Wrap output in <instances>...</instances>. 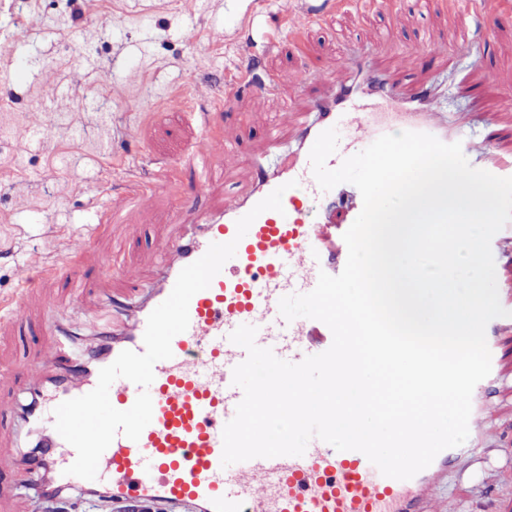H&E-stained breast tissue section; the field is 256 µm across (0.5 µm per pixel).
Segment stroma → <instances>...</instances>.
I'll use <instances>...</instances> for the list:
<instances>
[{
	"instance_id": "stroma-1",
	"label": "stroma",
	"mask_w": 512,
	"mask_h": 512,
	"mask_svg": "<svg viewBox=\"0 0 512 512\" xmlns=\"http://www.w3.org/2000/svg\"><path fill=\"white\" fill-rule=\"evenodd\" d=\"M290 0H0V296H19L14 324L0 332V368L35 365L52 348L55 300L61 315L81 321L99 296L144 278L153 255L186 214L191 153L206 132L233 142L215 152L220 174L198 195L201 207L223 205L249 179L245 160L260 151L267 129L285 125L354 59L367 57L386 34L383 59L393 79L433 80L449 113L495 108L479 98L494 82L512 89V12L485 28L481 46H448L444 58L418 53L419 42L442 38L455 24L442 0H379L360 14L335 12L313 26L304 51L289 42L258 56L260 70L279 78L274 93H225L224 75L246 60L241 48L256 22L277 24ZM26 30L16 48L13 35ZM188 88L193 107L171 102ZM223 106H214L216 94ZM212 116L203 125L202 113ZM182 169V187H163L94 224L103 187L120 191L127 166L150 178L158 163ZM94 224L86 235V224ZM71 256L83 276L82 302L63 276L33 293L23 288L35 268ZM499 374L486 391L487 445L455 461L437 494V512H512V333L500 341Z\"/></svg>"
}]
</instances>
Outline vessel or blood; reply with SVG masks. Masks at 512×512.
Instances as JSON below:
<instances>
[{"label": "vessel or blood", "instance_id": "1", "mask_svg": "<svg viewBox=\"0 0 512 512\" xmlns=\"http://www.w3.org/2000/svg\"><path fill=\"white\" fill-rule=\"evenodd\" d=\"M510 7L512 0H456L454 9L462 17L456 43L471 47L477 40L472 21ZM328 13L326 0H292L287 28L263 27L258 41L246 43L244 50L250 55L272 51L285 39L299 44ZM274 83V77L259 80L247 68L231 73L225 87L267 92ZM476 118L469 112L449 119L431 91L398 87L374 59L354 61L348 81L332 84L303 110L291 112L293 139L274 128L267 131L264 152L249 161L245 188L217 209L187 201L190 223L160 246L150 280L110 299L112 320L102 324L92 350H85L76 325L53 329L50 360L29 370L17 397L0 407V422H7L22 444L19 451L0 455V468L18 474L36 512H69L75 497H106L127 512L164 507L173 512L182 507L189 512H430L423 492H434L453 462L484 439L478 418L485 409L487 381L473 390L466 442L443 450L409 480L383 476L363 453L339 451L317 438L300 456L257 457L226 466L222 432L243 397L232 383L233 369L247 357L229 336L240 325L256 326V344L293 363L332 344V332L323 322L305 317L289 322L279 311L282 297L312 291L320 273L342 272L348 255L343 235L363 206L354 185L342 183L325 192L316 182L309 153L320 133L333 127L340 135L327 160L332 169L382 135L414 131L461 143L474 168L512 177V152L497 153L492 142L479 145L470 137ZM190 165L193 189L203 192L214 173L209 142L197 146ZM280 186L285 189L282 211L261 213L246 235L237 237V220ZM147 192L144 183L128 175L123 192L103 207L115 212ZM230 241L237 244L235 256L207 289L191 298L188 329L173 338L172 358L154 366L152 420L139 440L117 434L100 457L95 480L67 474L76 451L54 428L55 408L92 391L100 369L122 351L143 352L147 318L170 295L180 271L210 244ZM139 393L137 385L120 378L111 385L109 399L124 411Z\"/></svg>", "mask_w": 512, "mask_h": 512}]
</instances>
